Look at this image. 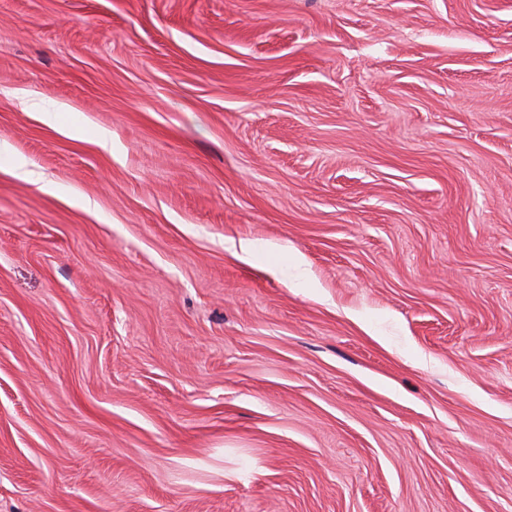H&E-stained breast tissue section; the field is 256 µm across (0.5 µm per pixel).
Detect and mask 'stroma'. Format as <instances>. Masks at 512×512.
Instances as JSON below:
<instances>
[{
  "instance_id": "obj_1",
  "label": "stroma",
  "mask_w": 512,
  "mask_h": 512,
  "mask_svg": "<svg viewBox=\"0 0 512 512\" xmlns=\"http://www.w3.org/2000/svg\"><path fill=\"white\" fill-rule=\"evenodd\" d=\"M0 512H512V0H0Z\"/></svg>"
}]
</instances>
